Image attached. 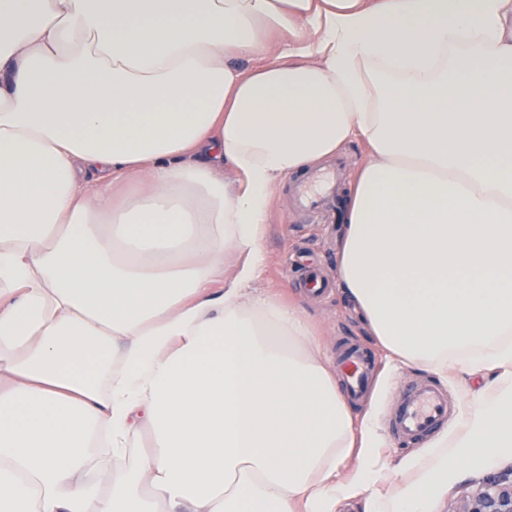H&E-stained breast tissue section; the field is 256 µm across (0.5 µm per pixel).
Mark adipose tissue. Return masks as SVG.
I'll return each instance as SVG.
<instances>
[{
  "instance_id": "1",
  "label": "adipose tissue",
  "mask_w": 512,
  "mask_h": 512,
  "mask_svg": "<svg viewBox=\"0 0 512 512\" xmlns=\"http://www.w3.org/2000/svg\"><path fill=\"white\" fill-rule=\"evenodd\" d=\"M355 139L340 288L394 361L482 379L364 503L432 512L512 454V0H0V512H336L383 479L374 411L256 286L272 188Z\"/></svg>"
}]
</instances>
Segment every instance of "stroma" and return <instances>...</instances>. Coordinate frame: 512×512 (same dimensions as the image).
Here are the masks:
<instances>
[{"label": "stroma", "mask_w": 512, "mask_h": 512, "mask_svg": "<svg viewBox=\"0 0 512 512\" xmlns=\"http://www.w3.org/2000/svg\"><path fill=\"white\" fill-rule=\"evenodd\" d=\"M298 178H290L272 191L270 224L264 242L267 261L258 282L284 302L300 306L310 323L314 341L328 360H336L341 346L348 341L365 347L376 361L380 425L384 443L378 454L388 466L386 484H401L405 476L400 460L422 452L423 444L401 446L390 423L405 386L426 377V370L392 362L366 328L350 300L337 285V250L344 235L343 215L301 207L296 187ZM316 265L330 287L323 294L300 295L299 284L305 266ZM512 469V455L487 466L466 469L433 504V512H454L458 502L474 494L484 480Z\"/></svg>", "instance_id": "stroma-1"}]
</instances>
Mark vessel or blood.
I'll return each mask as SVG.
<instances>
[{
	"label": "vessel or blood",
	"mask_w": 512,
	"mask_h": 512,
	"mask_svg": "<svg viewBox=\"0 0 512 512\" xmlns=\"http://www.w3.org/2000/svg\"><path fill=\"white\" fill-rule=\"evenodd\" d=\"M341 356L347 367L346 390L351 398H359L373 378L370 356L352 344L344 346ZM450 409L448 396L439 386L429 380L416 382L404 389L391 427L401 443H414L447 421Z\"/></svg>",
	"instance_id": "1"
}]
</instances>
